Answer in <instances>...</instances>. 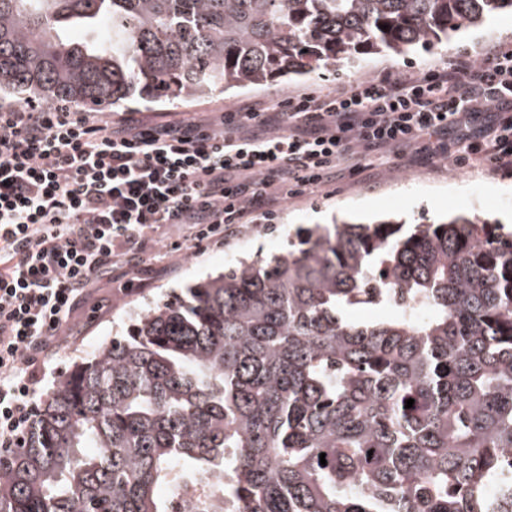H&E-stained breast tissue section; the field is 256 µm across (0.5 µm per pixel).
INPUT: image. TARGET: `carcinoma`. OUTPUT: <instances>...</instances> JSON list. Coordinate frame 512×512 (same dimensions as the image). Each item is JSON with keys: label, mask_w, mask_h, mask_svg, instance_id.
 Masks as SVG:
<instances>
[{"label": "carcinoma", "mask_w": 512, "mask_h": 512, "mask_svg": "<svg viewBox=\"0 0 512 512\" xmlns=\"http://www.w3.org/2000/svg\"><path fill=\"white\" fill-rule=\"evenodd\" d=\"M504 11L512 0H0V93L187 102L446 46ZM411 302L431 315L349 318ZM177 465L224 472L226 512H512V238L467 214L343 222L149 303L0 457V512H171L158 489Z\"/></svg>", "instance_id": "carcinoma-1"}]
</instances>
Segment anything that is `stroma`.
I'll return each mask as SVG.
<instances>
[{"label":"stroma","mask_w":512,"mask_h":512,"mask_svg":"<svg viewBox=\"0 0 512 512\" xmlns=\"http://www.w3.org/2000/svg\"><path fill=\"white\" fill-rule=\"evenodd\" d=\"M498 45L512 46V14L507 12L478 31L409 58L373 55L359 68L336 75L321 69L308 77L278 78L259 89L217 92L188 103L140 102L135 109L161 122L223 112L247 99H259L272 106L303 91L327 90L368 77H400L414 70L442 67L456 54L468 52L478 56ZM474 187L481 190L482 204L472 200L470 190ZM452 210L478 212L481 218L498 220L500 231L512 234V169H495L478 159L465 168L454 169L432 159L428 152L405 147L385 157L372 151L359 163H341L332 183L280 203L275 223L258 220L222 245L207 246L197 252L173 251L164 259L147 256L138 274L117 271L99 280L63 333L58 353L49 363L38 389L41 395H48L65 368L90 356L103 341L111 339L145 303L222 272L247 255L276 254L296 247L306 229L342 220L368 223L397 219L426 224Z\"/></svg>","instance_id":"1"}]
</instances>
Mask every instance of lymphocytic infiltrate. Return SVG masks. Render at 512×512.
Wrapping results in <instances>:
<instances>
[{"label": "lymphocytic infiltrate", "mask_w": 512, "mask_h": 512, "mask_svg": "<svg viewBox=\"0 0 512 512\" xmlns=\"http://www.w3.org/2000/svg\"><path fill=\"white\" fill-rule=\"evenodd\" d=\"M509 105L512 47L499 45L196 121L67 104L0 108V449L28 432L56 338L86 291L114 268L136 271L166 229L182 230L189 250L222 244L255 210L274 222L276 204L323 185L342 162L430 149L448 127ZM438 156L512 168V116Z\"/></svg>", "instance_id": "f902f5d3"}]
</instances>
